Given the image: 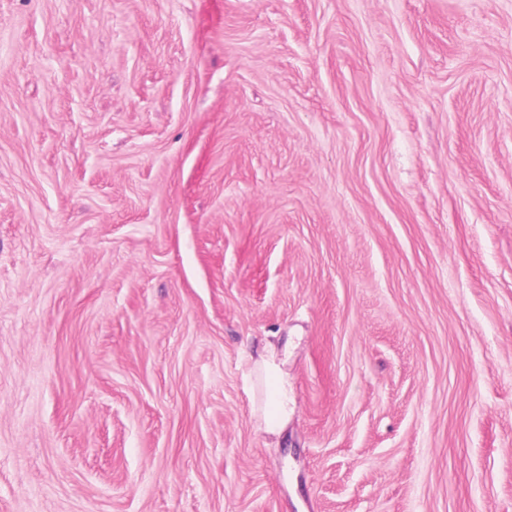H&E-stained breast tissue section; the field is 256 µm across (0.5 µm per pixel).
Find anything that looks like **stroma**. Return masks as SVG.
Listing matches in <instances>:
<instances>
[{"mask_svg": "<svg viewBox=\"0 0 512 512\" xmlns=\"http://www.w3.org/2000/svg\"><path fill=\"white\" fill-rule=\"evenodd\" d=\"M0 512H512V0H0ZM289 342L264 344L249 355V374L254 391L253 415L265 434L279 437L294 413L293 389L285 365Z\"/></svg>", "mask_w": 512, "mask_h": 512, "instance_id": "obj_1", "label": "stroma"}]
</instances>
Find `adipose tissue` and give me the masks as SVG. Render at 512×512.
<instances>
[{
    "mask_svg": "<svg viewBox=\"0 0 512 512\" xmlns=\"http://www.w3.org/2000/svg\"><path fill=\"white\" fill-rule=\"evenodd\" d=\"M288 353V342L268 343L249 358L253 415L263 433L276 437L287 428L295 409L293 389L285 369Z\"/></svg>",
    "mask_w": 512,
    "mask_h": 512,
    "instance_id": "obj_1",
    "label": "adipose tissue"
}]
</instances>
